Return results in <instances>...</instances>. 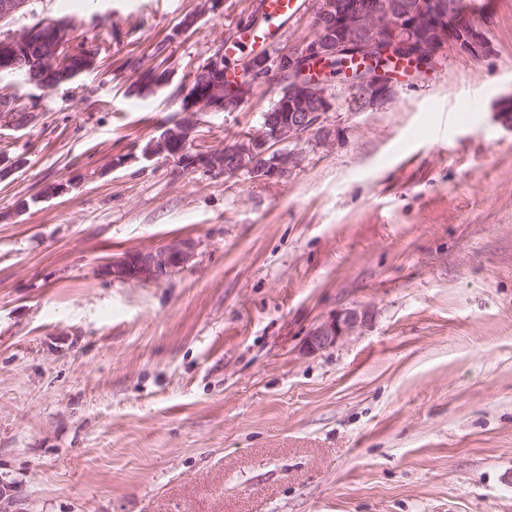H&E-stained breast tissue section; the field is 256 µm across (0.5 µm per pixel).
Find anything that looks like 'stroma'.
<instances>
[{"label": "stroma", "instance_id": "1", "mask_svg": "<svg viewBox=\"0 0 512 512\" xmlns=\"http://www.w3.org/2000/svg\"><path fill=\"white\" fill-rule=\"evenodd\" d=\"M256 0H30L99 67L0 131V500L7 512H512V0L493 51L449 50L373 111L340 107L283 179L157 158L199 65ZM197 22L174 37L186 14ZM165 65L136 95L128 59ZM267 79L202 114L196 151L259 125ZM479 111H466L469 98ZM68 192L44 198L51 184ZM196 244L171 277L112 255ZM363 312L334 347L316 324ZM359 315L355 310L340 312L317 324L308 334L305 349L317 353L333 347L357 326Z\"/></svg>", "mask_w": 512, "mask_h": 512}]
</instances>
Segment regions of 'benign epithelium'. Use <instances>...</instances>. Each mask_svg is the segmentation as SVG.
Listing matches in <instances>:
<instances>
[{
  "label": "benign epithelium",
  "mask_w": 512,
  "mask_h": 512,
  "mask_svg": "<svg viewBox=\"0 0 512 512\" xmlns=\"http://www.w3.org/2000/svg\"><path fill=\"white\" fill-rule=\"evenodd\" d=\"M27 3L28 0H0V24L13 18ZM313 14V36L278 51L273 58H257L247 77L252 84L266 80L274 72L284 77L277 101V106L285 110L284 121L224 150L200 154L188 150L200 113L235 112L249 97L241 85L232 86V96L225 95L224 56L220 51L195 74L206 91L182 105L181 117L176 121L183 131L180 149L167 150L172 135L167 126L141 147V158L150 161L165 156L183 169L202 166L225 176L249 171L258 180L282 178L300 162V152L288 149V145L301 142L308 134H322L330 113L335 111L327 84L307 80L309 64H315L314 71L319 73L321 63L330 56L363 57L368 61L377 55L402 56L418 61L424 70L442 59L450 47L475 59L492 52L487 31L493 12L488 7L476 16L441 0H417L400 13L389 0H351L345 5L335 0H315ZM330 17L337 22L334 32L325 24ZM36 43L46 46L39 62L47 73H58L68 81L76 78L79 73L71 67L76 54L82 59V72L98 67V50L77 44L71 23L58 20L48 28L33 25L20 35L0 33V68L23 69L27 50ZM349 86L352 107L358 112L388 103L394 93L392 82L372 73L349 81ZM17 112L15 101L0 95V127L23 129L37 117V112L25 110L19 120ZM226 156L233 158L229 168L224 166ZM193 251L192 241L173 238L155 250H129L112 257L103 267V274L126 282H158L184 269ZM358 319V313L349 310L320 322L306 337V351L317 353L334 346L354 330Z\"/></svg>",
  "instance_id": "7a95c632"
}]
</instances>
